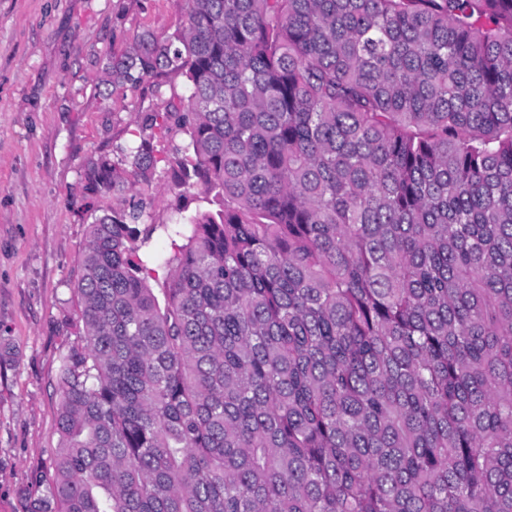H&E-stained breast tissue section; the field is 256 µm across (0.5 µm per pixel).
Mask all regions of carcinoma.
Returning a JSON list of instances; mask_svg holds the SVG:
<instances>
[{
    "instance_id": "obj_1",
    "label": "carcinoma",
    "mask_w": 512,
    "mask_h": 512,
    "mask_svg": "<svg viewBox=\"0 0 512 512\" xmlns=\"http://www.w3.org/2000/svg\"><path fill=\"white\" fill-rule=\"evenodd\" d=\"M186 5L105 82L186 77L144 124L216 209L161 299L146 205L92 215L31 512H512V0ZM146 134L154 136V144L159 150L158 156L167 160H172L175 156V149L184 144V136L178 132L164 133L157 128H153L152 130H146Z\"/></svg>"
}]
</instances>
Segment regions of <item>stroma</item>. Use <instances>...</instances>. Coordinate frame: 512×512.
Wrapping results in <instances>:
<instances>
[{"instance_id":"35a3bbf8","label":"stroma","mask_w":512,"mask_h":512,"mask_svg":"<svg viewBox=\"0 0 512 512\" xmlns=\"http://www.w3.org/2000/svg\"><path fill=\"white\" fill-rule=\"evenodd\" d=\"M186 22L185 0H0V512H30L59 445V370L79 336L74 282L90 213L84 171L120 160L148 112L186 79L166 72L107 91L108 61L142 34ZM144 221L147 251L173 255L179 212L164 169Z\"/></svg>"}]
</instances>
